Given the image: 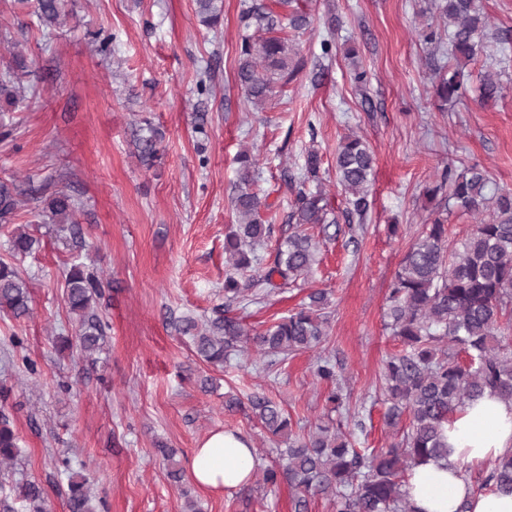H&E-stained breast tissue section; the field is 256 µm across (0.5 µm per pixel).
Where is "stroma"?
Here are the masks:
<instances>
[{
	"instance_id": "35a3bbf8",
	"label": "stroma",
	"mask_w": 512,
	"mask_h": 512,
	"mask_svg": "<svg viewBox=\"0 0 512 512\" xmlns=\"http://www.w3.org/2000/svg\"><path fill=\"white\" fill-rule=\"evenodd\" d=\"M299 2L310 24L284 35L300 51V70L259 111L236 79L249 0H224L214 28L201 23L193 0H60L56 26L0 0V68L17 45L28 65L20 102H0V180L26 192L24 205L0 221V260L31 295L29 316H0V411L21 450L14 466L0 468V512H25L15 490L30 481L42 486L50 512H68L62 458L88 477L99 512H185L189 498L202 512H292L285 486L250 484L219 496L189 477L176 485L158 447L175 449L185 464L209 433L233 430L259 448L260 466L271 464L273 443L248 398H272L293 432L305 430L326 408L313 375L320 355L336 362L350 395L349 430L366 447L393 442L382 419V370L401 343L385 327L387 295L434 211L425 190L445 168L474 164L492 187L512 190V0H483L487 52L465 68L467 97L444 108L432 78L448 49L418 35L442 24L434 0ZM106 37L111 50L103 53ZM361 71L363 84L354 79ZM488 72L503 97L486 105L478 87ZM147 126L160 144L145 163L138 142ZM352 132L376 158L361 218L346 217L336 186V151ZM243 150L258 155L255 188L276 205L273 233L257 248L265 260L292 230L298 191H325L336 221L304 227L319 244L310 276L259 286L257 300L232 312L261 329L324 289L328 338L319 351L271 367L234 360L218 370L175 326L186 316L209 318L224 303V237L237 220L235 159ZM311 151L321 168L306 182ZM58 191L77 204L80 242L45 211ZM18 227L37 241L31 254L9 249ZM75 260L97 268L103 284L97 314L106 336L91 361L53 347L55 337L74 333L62 272ZM205 377L213 390L202 388ZM232 397L241 407L225 409Z\"/></svg>"
}]
</instances>
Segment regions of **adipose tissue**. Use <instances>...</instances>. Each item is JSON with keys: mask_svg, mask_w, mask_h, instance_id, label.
I'll return each instance as SVG.
<instances>
[{"mask_svg": "<svg viewBox=\"0 0 512 512\" xmlns=\"http://www.w3.org/2000/svg\"><path fill=\"white\" fill-rule=\"evenodd\" d=\"M446 435L447 460L427 461L408 476L405 490L415 512H512V494L475 492L464 474L512 451V404L485 394L454 413ZM256 465L249 439L221 430L194 448L189 470L196 484L221 494L249 484Z\"/></svg>", "mask_w": 512, "mask_h": 512, "instance_id": "ef3b65f1", "label": "adipose tissue"}]
</instances>
